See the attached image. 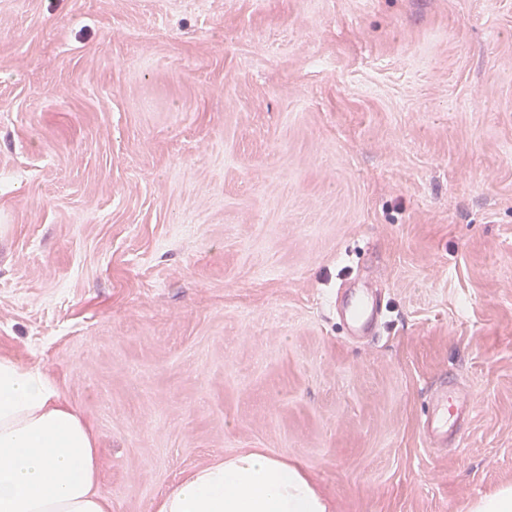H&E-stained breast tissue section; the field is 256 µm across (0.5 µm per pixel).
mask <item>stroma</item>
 Masks as SVG:
<instances>
[{"label":"stroma","instance_id":"35a3bbf8","mask_svg":"<svg viewBox=\"0 0 512 512\" xmlns=\"http://www.w3.org/2000/svg\"><path fill=\"white\" fill-rule=\"evenodd\" d=\"M349 265L388 304L359 343ZM0 356L112 512L243 448L331 512L511 485L512 0H0ZM433 409L422 420L421 429L428 447L448 446V431L469 411L472 403L457 386L444 384L432 395Z\"/></svg>","mask_w":512,"mask_h":512}]
</instances>
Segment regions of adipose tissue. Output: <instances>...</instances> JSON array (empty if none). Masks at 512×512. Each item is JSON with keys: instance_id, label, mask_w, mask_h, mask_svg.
<instances>
[{"instance_id": "adipose-tissue-1", "label": "adipose tissue", "mask_w": 512, "mask_h": 512, "mask_svg": "<svg viewBox=\"0 0 512 512\" xmlns=\"http://www.w3.org/2000/svg\"><path fill=\"white\" fill-rule=\"evenodd\" d=\"M96 440L44 370L0 357V512H112ZM152 512H329L300 461L246 448L185 475Z\"/></svg>"}]
</instances>
